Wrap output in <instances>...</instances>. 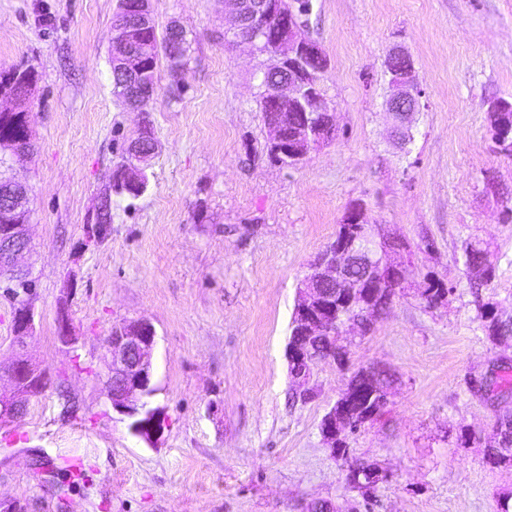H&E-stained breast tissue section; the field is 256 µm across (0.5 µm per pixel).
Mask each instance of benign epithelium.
Masks as SVG:
<instances>
[{"label": "benign epithelium", "instance_id": "benign-epithelium-1", "mask_svg": "<svg viewBox=\"0 0 512 512\" xmlns=\"http://www.w3.org/2000/svg\"><path fill=\"white\" fill-rule=\"evenodd\" d=\"M224 21L228 29L233 31L238 41L255 46L252 34L246 32L244 16L253 13L266 16H278L281 13L280 0H251L242 4L238 0H224ZM132 9L137 14L123 15L113 27V38L118 58L128 57L121 40L126 27L142 23L150 25V16L146 13L145 0H138ZM320 51L319 46L302 33V26L294 19L288 20V34L274 44L276 60L290 68L293 76L288 81L277 85L278 99L305 106L303 112L304 125L300 128L299 139L303 146L291 149L282 144V130L294 120L295 113L279 112L275 121L267 125L270 142L276 145V154L289 155L299 163L308 154L323 145V140L311 131L313 119L317 112L330 111L324 97L317 94L316 86L309 81V75L303 67L304 59ZM390 74L391 94L386 101L387 110L396 122V134L403 135L404 130L411 127L414 115L420 110V99L423 90L419 87L415 66L411 58L401 49H392L385 61ZM26 93L18 95L7 89L0 88V98L12 102V106L0 111V118L7 119L15 113L23 112L24 132L21 141L33 140L32 128L26 113L27 93L31 92L35 83V73L23 76ZM146 125L138 130V139L127 146V153L132 161L119 168L117 176L129 187L140 183L138 164L142 158V146ZM31 210L26 203L25 185L11 177L0 178V286L11 288L17 292L12 309L13 346L15 356L7 368L6 374L0 373V380L7 379V385H0V425L17 424L25 417L32 398L39 396L49 385V376L44 369L33 362L25 353L26 340L35 330L36 313L33 305L35 280L29 267L21 264L22 257L30 250ZM346 224L345 236L358 238L368 235L373 229L366 208L353 207L346 212L343 219ZM358 261V253L348 243L333 244L327 253L315 259L311 264V273L307 275L299 288L300 303L295 309L298 331L307 341L321 340L333 335L336 328V307L324 305L318 296L321 289L312 287L318 282L334 287L345 285L342 294L355 299L362 298V311L371 309L372 300L379 295L378 289L396 287L393 273L401 274L399 283L406 280L405 269L390 261L388 250L379 256L364 258L366 274L364 279L378 281V288H364L353 282L350 276L352 267ZM57 340L65 348L71 349L77 343L73 334L68 305L59 304L56 315ZM156 345V330L146 319H124L112 326V333L105 341L107 354L110 358L106 381L107 398L112 410L130 420L131 434L151 444L163 430L165 417L161 409L149 407L148 398L156 392L153 384L154 365L153 351ZM308 346L292 343L287 347L288 362L302 367L301 373L295 377L298 386L306 385L310 370L315 359ZM354 411L352 400H339L338 407L324 416L321 432L330 448L336 447V436L341 424L350 421Z\"/></svg>", "mask_w": 512, "mask_h": 512}]
</instances>
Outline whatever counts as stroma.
I'll use <instances>...</instances> for the list:
<instances>
[{"label": "stroma", "instance_id": "stroma-1", "mask_svg": "<svg viewBox=\"0 0 512 512\" xmlns=\"http://www.w3.org/2000/svg\"><path fill=\"white\" fill-rule=\"evenodd\" d=\"M118 0H0V71L38 74L28 109L35 149L0 171L30 190L36 329L27 352L51 384L20 426L0 427V495L27 512H498L512 466L485 453L512 397L470 391V376L512 360L476 301L512 312V157L499 153L490 105L512 101V0H312L308 35L330 60L323 81L337 137L298 166L268 153L251 78L261 56L224 45V0H151L190 48L178 89L166 60L145 111L112 94ZM413 58L424 91L410 144L384 102L392 47ZM149 122L157 151L138 198L112 192L129 137ZM112 222L88 240L102 199ZM360 201L408 280L372 333H342L348 369H312L303 398L285 350L301 279ZM477 242L492 281L468 270ZM448 293L428 306L422 292ZM67 302L78 342L56 339ZM125 318L149 320L166 426L150 446L106 396L104 341ZM392 374L387 406L348 434L346 458L320 425L352 370ZM387 475L369 495L345 463Z\"/></svg>", "mask_w": 512, "mask_h": 512}]
</instances>
